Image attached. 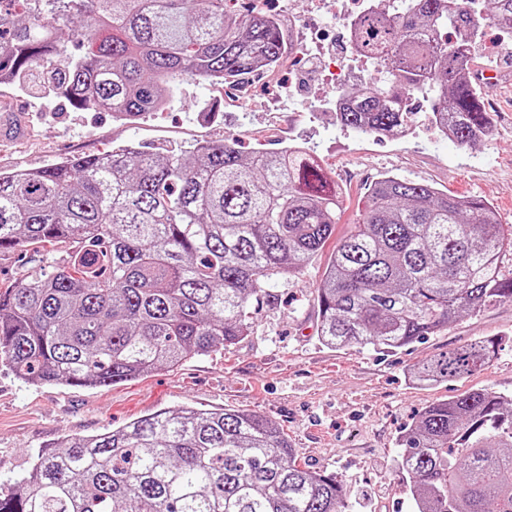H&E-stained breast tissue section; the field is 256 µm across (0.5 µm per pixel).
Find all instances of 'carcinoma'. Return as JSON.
<instances>
[{"label": "carcinoma", "mask_w": 512, "mask_h": 512, "mask_svg": "<svg viewBox=\"0 0 512 512\" xmlns=\"http://www.w3.org/2000/svg\"><path fill=\"white\" fill-rule=\"evenodd\" d=\"M486 21L512 22V0ZM480 21L458 0H391L353 24L355 55L389 82L345 94L340 125L387 133L414 97L462 145L491 132L471 79ZM76 42L84 52L68 53ZM277 19L228 0H0V84L55 63V94L130 120L161 112L191 80L283 62ZM340 193L299 145L242 154L207 142L133 145L40 170L0 173V253L70 240L0 288V362L40 386L110 387L235 345L252 301L300 275L336 228ZM512 229L482 199L396 175L378 179L315 288L326 345L395 350L462 313L512 300ZM481 337L412 371L437 383L496 356ZM417 512H512V399L488 390L428 407L400 438ZM0 512H350L342 480L297 463L256 413L182 407L39 451L0 483Z\"/></svg>", "instance_id": "obj_1"}]
</instances>
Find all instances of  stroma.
Returning a JSON list of instances; mask_svg holds the SVG:
<instances>
[{
    "instance_id": "1",
    "label": "stroma",
    "mask_w": 512,
    "mask_h": 512,
    "mask_svg": "<svg viewBox=\"0 0 512 512\" xmlns=\"http://www.w3.org/2000/svg\"><path fill=\"white\" fill-rule=\"evenodd\" d=\"M335 8V0H323L322 14L306 17L307 55L288 56L275 69L230 83L182 84L165 111L132 123L108 112L74 110L32 85L24 91L0 85V110L23 115L16 141L0 151V172L38 169L129 143L164 153L229 137L246 154L297 143L314 151L343 192L337 237L358 221L368 187L387 173L484 199L501 223L512 225V86L487 94L498 109L490 114L493 140L485 144H458L425 122L409 141L340 128L332 113L319 109L336 91L316 79L323 61L343 64L352 56ZM288 83L302 111L281 97ZM328 258L320 253L304 273L275 283V301L252 307L250 336L174 368L83 388L27 385L0 365V477L21 475L39 447L65 435H94L162 409L226 408L265 416L287 434L299 464L338 474L351 512H415L399 437L438 401L480 389L512 396V301L461 314L423 342L392 353L331 348L319 339L315 301ZM477 337L500 343L484 369L437 384L413 379L418 362Z\"/></svg>"
}]
</instances>
